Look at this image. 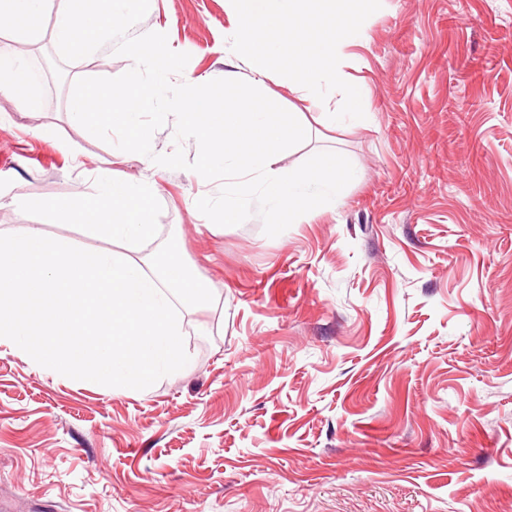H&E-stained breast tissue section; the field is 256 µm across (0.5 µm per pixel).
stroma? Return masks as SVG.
I'll return each mask as SVG.
<instances>
[{"instance_id":"35a3bbf8","label":"stroma","mask_w":512,"mask_h":512,"mask_svg":"<svg viewBox=\"0 0 512 512\" xmlns=\"http://www.w3.org/2000/svg\"><path fill=\"white\" fill-rule=\"evenodd\" d=\"M55 11L0 31L41 64V111L0 94V231L31 196L148 181L149 252L175 239L215 297L184 313L189 368L140 393L46 374L0 346V512H512V0H382L345 50L368 123L311 124L292 169L335 152V208L265 235L196 202L221 181L121 157L69 116L74 82L132 68L115 43L64 62ZM225 0H150L129 31L223 77Z\"/></svg>"}]
</instances>
